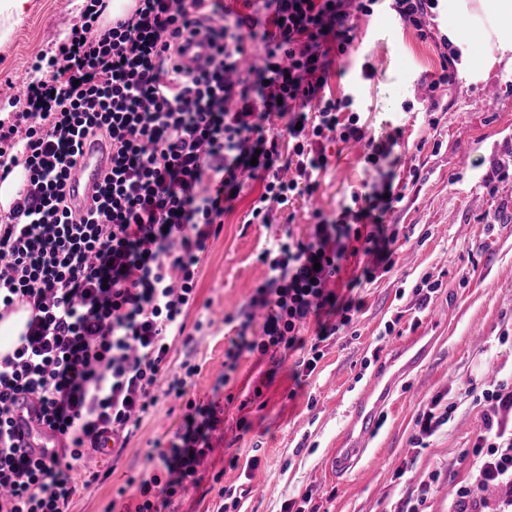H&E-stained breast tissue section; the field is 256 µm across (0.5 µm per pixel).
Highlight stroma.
I'll return each mask as SVG.
<instances>
[{
	"mask_svg": "<svg viewBox=\"0 0 512 512\" xmlns=\"http://www.w3.org/2000/svg\"><path fill=\"white\" fill-rule=\"evenodd\" d=\"M84 0H28L11 40L0 44V83L26 76L35 58L64 43L78 23ZM357 48L333 57L326 96H352V109L368 135L386 139L399 132L394 149L402 172L417 170L403 200L387 214L398 232L393 269L358 289L363 308L348 334L321 343L323 357L311 376L296 377L294 357L242 358L224 388L217 372L235 325L224 317L244 308L267 267L263 247L284 235L301 236L315 211L333 215L352 194L378 180V172L350 145L333 143L332 166L319 177L313 196H299L272 223L249 224L245 216L261 188L250 181L228 203L224 229L201 258L197 299L187 321L212 315L207 334L177 341L171 372L182 362L200 365L184 398L160 399L117 457L99 461L97 481L80 489L72 512H103L113 498L136 505L134 479L149 469L156 444L182 425L188 402L219 400L221 421L194 485L174 498L173 512H216L219 487L238 497L235 512H284L289 499L310 493L317 512H393L420 486L430 485L427 512H456L458 487L474 481L472 449L483 424V408L467 393L512 378V67L497 64L479 79L457 68L450 86L428 93L444 51L447 24L434 11V36L420 39L388 9L354 18ZM371 62L372 78L361 67ZM494 108H487L488 92ZM443 107L431 124L425 99ZM439 281L433 301L420 306L413 292L423 276ZM394 325L395 334L385 332ZM414 336L431 338L417 371L401 380L357 465L345 475L331 472L328 450L348 426L353 406L383 373L393 349ZM261 397H254V389ZM450 408L447 423L419 435L417 419L430 408ZM259 460L264 490H256L232 458Z\"/></svg>",
	"mask_w": 512,
	"mask_h": 512,
	"instance_id": "35a3bbf8",
	"label": "stroma"
}]
</instances>
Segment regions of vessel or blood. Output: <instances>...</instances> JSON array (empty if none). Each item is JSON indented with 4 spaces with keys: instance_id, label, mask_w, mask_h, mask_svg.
Masks as SVG:
<instances>
[{
    "instance_id": "vessel-or-blood-1",
    "label": "vessel or blood",
    "mask_w": 512,
    "mask_h": 512,
    "mask_svg": "<svg viewBox=\"0 0 512 512\" xmlns=\"http://www.w3.org/2000/svg\"><path fill=\"white\" fill-rule=\"evenodd\" d=\"M211 53L205 37H197L181 57L183 67L194 68L202 64ZM111 165L108 151L92 140H84L78 160L70 172L68 192L74 207H85L99 184L104 172ZM426 348H418L413 354L397 353L394 356L399 366L379 393L374 404L358 401L353 417V427L344 436L336 449L337 472H347L362 453L365 443L374 432L376 417L388 401L396 384L422 362ZM11 424L22 449L31 457L39 458L58 450L60 435L43 424L39 408L32 400L19 401L11 415Z\"/></svg>"
}]
</instances>
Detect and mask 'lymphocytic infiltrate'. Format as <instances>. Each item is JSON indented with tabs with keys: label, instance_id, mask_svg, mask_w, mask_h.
<instances>
[{
	"label": "lymphocytic infiltrate",
	"instance_id": "lymphocytic-infiltrate-1",
	"mask_svg": "<svg viewBox=\"0 0 512 512\" xmlns=\"http://www.w3.org/2000/svg\"><path fill=\"white\" fill-rule=\"evenodd\" d=\"M353 2L368 16L380 0ZM136 3L131 17L104 25L103 0H87L68 41L9 96L11 119H0V181L19 165L30 173L0 213V311L31 309L19 346L0 357V512H70L75 473L99 437L111 434L125 448L157 405L155 387L196 301L201 257L245 178L262 186L249 210L259 224L316 192L331 141L366 140L365 160L386 183L352 195L336 217L314 212L307 236L289 234L263 250L267 276L240 314L222 382L243 356L272 351L299 353L303 373H313L320 342L360 310L329 282L359 252L383 270L394 265L385 216L403 198L394 187L397 141L366 138L352 99L322 94L329 52L345 54L356 38L354 11L343 0H254L246 15L224 0ZM194 29L213 52L187 72L173 53ZM254 51L260 65L243 67ZM274 116L285 121L275 131L264 126ZM88 135L111 152L112 167L91 211L78 216L66 185ZM257 308L266 314L253 336ZM312 317L310 344L301 331ZM469 393L484 408L473 447L479 475L458 488V512H486L485 486L512 487V381ZM27 396L65 440L45 460L20 453L10 435L11 407ZM218 423L211 404L186 416L158 451L156 473L140 478L135 512H158L186 490Z\"/></svg>",
	"mask_w": 512,
	"mask_h": 512
}]
</instances>
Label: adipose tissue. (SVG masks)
<instances>
[{"instance_id":"adipose-tissue-1","label":"adipose tissue","mask_w":512,"mask_h":512,"mask_svg":"<svg viewBox=\"0 0 512 512\" xmlns=\"http://www.w3.org/2000/svg\"><path fill=\"white\" fill-rule=\"evenodd\" d=\"M442 6L462 60L512 64V0H442Z\"/></svg>"}]
</instances>
